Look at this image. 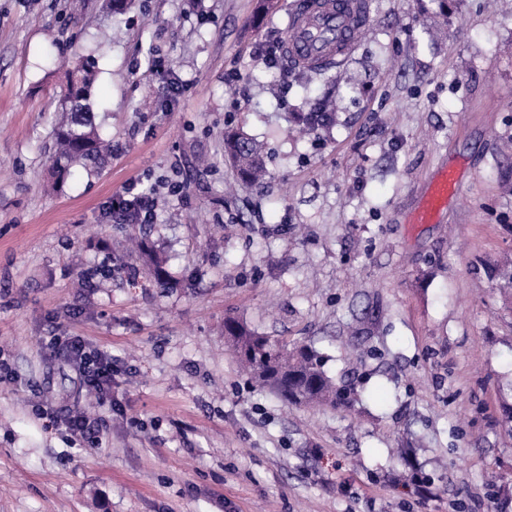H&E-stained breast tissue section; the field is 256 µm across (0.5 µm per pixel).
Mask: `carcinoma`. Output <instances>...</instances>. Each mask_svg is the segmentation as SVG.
<instances>
[{
	"label": "carcinoma",
	"instance_id": "obj_1",
	"mask_svg": "<svg viewBox=\"0 0 512 512\" xmlns=\"http://www.w3.org/2000/svg\"><path fill=\"white\" fill-rule=\"evenodd\" d=\"M69 84L60 98L55 129L52 165L58 177L78 170L88 178L99 176L112 161V141L105 139L95 122L92 89L97 60L92 54L76 52L69 60ZM332 121L328 112H307L297 118L306 130L314 131ZM224 160L245 182L264 175L262 145L243 132L224 138ZM137 252L156 280L166 283V259L145 238ZM224 335L231 341L243 367L261 384L276 391L291 404L348 409L358 398L353 381L334 378L324 369L323 356L314 348L288 343L251 330L234 317L224 320Z\"/></svg>",
	"mask_w": 512,
	"mask_h": 512
}]
</instances>
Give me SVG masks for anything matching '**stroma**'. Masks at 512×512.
I'll use <instances>...</instances> for the list:
<instances>
[{
	"label": "stroma",
	"mask_w": 512,
	"mask_h": 512,
	"mask_svg": "<svg viewBox=\"0 0 512 512\" xmlns=\"http://www.w3.org/2000/svg\"><path fill=\"white\" fill-rule=\"evenodd\" d=\"M297 0H0V512H512V0H371L355 52L323 75L280 57ZM116 154L53 186L57 105L76 49ZM183 84L172 89L170 82ZM336 102L307 138L296 115ZM264 146L251 185L224 131ZM458 193L414 214L435 174ZM140 182L153 224H117ZM178 182L183 197L168 187ZM162 248L167 286L122 243ZM315 346L351 373L349 411L286 403L242 372L224 320ZM112 359L89 397L45 343ZM85 408L99 445L37 412ZM416 468L426 490L398 476Z\"/></svg>",
	"instance_id": "stroma-1"
}]
</instances>
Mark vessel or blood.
I'll return each mask as SVG.
<instances>
[{
    "label": "vessel or blood",
    "mask_w": 512,
    "mask_h": 512,
    "mask_svg": "<svg viewBox=\"0 0 512 512\" xmlns=\"http://www.w3.org/2000/svg\"><path fill=\"white\" fill-rule=\"evenodd\" d=\"M369 0H298L287 24V54L309 68L334 66L357 48Z\"/></svg>",
    "instance_id": "obj_1"
}]
</instances>
